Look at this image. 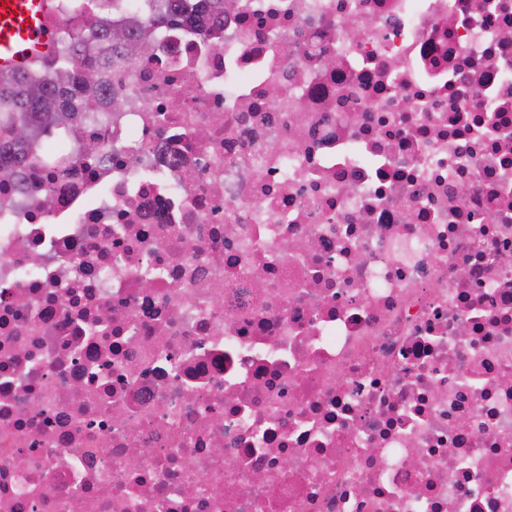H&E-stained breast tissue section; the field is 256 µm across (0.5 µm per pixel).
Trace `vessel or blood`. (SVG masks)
I'll return each instance as SVG.
<instances>
[{
	"label": "vessel or blood",
	"instance_id": "1",
	"mask_svg": "<svg viewBox=\"0 0 512 512\" xmlns=\"http://www.w3.org/2000/svg\"><path fill=\"white\" fill-rule=\"evenodd\" d=\"M50 0H0V69L16 71L52 48Z\"/></svg>",
	"mask_w": 512,
	"mask_h": 512
}]
</instances>
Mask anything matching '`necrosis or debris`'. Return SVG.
I'll return each instance as SVG.
<instances>
[{"label": "necrosis or debris", "mask_w": 512, "mask_h": 512, "mask_svg": "<svg viewBox=\"0 0 512 512\" xmlns=\"http://www.w3.org/2000/svg\"><path fill=\"white\" fill-rule=\"evenodd\" d=\"M155 41L0 183V512H512V0Z\"/></svg>", "instance_id": "obj_1"}]
</instances>
